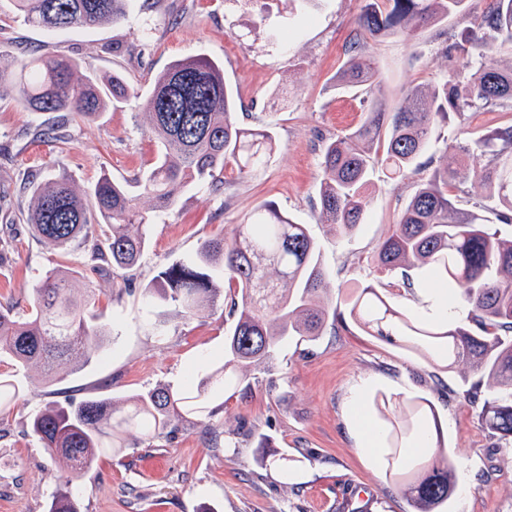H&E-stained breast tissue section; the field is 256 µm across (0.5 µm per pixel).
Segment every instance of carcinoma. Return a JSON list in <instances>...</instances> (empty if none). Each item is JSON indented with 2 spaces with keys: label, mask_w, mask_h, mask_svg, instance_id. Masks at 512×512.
<instances>
[{
  "label": "carcinoma",
  "mask_w": 512,
  "mask_h": 512,
  "mask_svg": "<svg viewBox=\"0 0 512 512\" xmlns=\"http://www.w3.org/2000/svg\"><path fill=\"white\" fill-rule=\"evenodd\" d=\"M31 27L49 34L124 21L133 0H8ZM467 0H364L349 46L336 72L338 91L359 90L366 113L354 130L336 135L322 147L318 221L342 237L363 223L369 201L363 193L370 173L381 164L398 177L417 169L437 120L454 113L493 110L512 104V67L495 55H512V0H492L473 27L437 38L445 53L475 61L467 82L454 78L438 86H417L398 108L388 109L380 80L366 53L367 39L390 34L409 37L420 27L437 26L464 11ZM82 60L40 56L20 60L0 50V84H13L16 100L29 112H57L62 120H90L112 101H124L146 117L148 133L159 143L155 163L135 178L140 194L101 175L83 192L65 174L47 182L31 181L26 222L42 240L60 248L79 245L92 269L130 270L148 242L159 212L174 209L180 194L207 184L221 190L224 164L247 174L267 165L275 149L268 127L246 128L237 118L238 93L224 82L223 66L202 54L170 64L142 93L114 76L99 81ZM471 147L492 152L489 178L496 188L497 219L512 223V126L480 137ZM485 216L455 207L448 197V168L421 181L377 249L380 269L400 272L411 286L420 274L448 291L466 288V322L432 323L390 305L374 288H362L351 315L370 335L399 339L450 368L465 363L479 374L464 398L480 407L482 425L512 442V239L486 228ZM277 281H272L269 268ZM233 290L234 323L224 340V361L210 367L196 384L179 390L157 388L117 405L89 397L66 399L29 420L44 450L65 464L68 492L52 496L49 512H79L76 489L99 453L125 447L124 434L135 428L154 439L171 418L210 414L211 399L240 384L248 368L270 359L288 336H317L330 315L321 300L326 273L309 225L300 224L272 202L258 206L231 236L207 241L196 255L161 270L144 298L173 303L182 318L214 305L219 283ZM78 278L52 270L33 289L24 313L0 304V354L19 365L40 364L51 386L90 364L109 328L89 323L92 296L74 295ZM497 389L482 393V379ZM20 388L0 377V411L15 404ZM390 424L388 471L413 512H443L455 486L446 448L436 443L429 458L402 454L410 436L431 430L435 414L425 399L383 407Z\"/></svg>",
  "instance_id": "cac0c4a2"
}]
</instances>
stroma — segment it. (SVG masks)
<instances>
[{"label":"stroma","instance_id":"1","mask_svg":"<svg viewBox=\"0 0 512 512\" xmlns=\"http://www.w3.org/2000/svg\"><path fill=\"white\" fill-rule=\"evenodd\" d=\"M361 6L362 0H146L121 23L55 35L0 16V49L19 58H77L94 75H120L143 92L176 60L203 54L220 61L225 81L238 91L239 122L271 127L277 143L264 168L245 176L227 164L222 192L189 189L173 211L159 214L133 271L135 285L120 293L112 272L92 270L82 248L42 242L21 211L30 204L35 175L46 181L65 173L81 191L103 174L132 186L156 151L142 117L114 102L93 120L62 127L56 113L25 111L13 86H0V239L7 243L0 249V302L25 310L48 271L69 269L83 275L93 290L95 320L111 329L98 359L50 387L38 365L0 358V373L21 387L17 404L0 414V512H47L62 485L63 464L31 433V414L68 397L119 401L158 387L178 389L201 374L203 360L223 358L234 321L229 302L186 320L172 303L145 304L142 291L163 267L228 235L266 201L311 225L335 320L320 335L281 342L271 360L215 400L210 419L173 418L150 441L130 432L120 454L100 456L83 473L80 512H412L387 475L386 440L365 450L351 410L361 404L375 422L383 400L414 397L431 402L456 470L447 512H512V443L489 434L463 399L477 374L370 335L350 315L357 292L368 285L392 306L419 313L421 288H401L399 274L380 271L376 249L435 168L463 172V179L448 182L458 208L494 205L493 186L482 179L491 154L449 156L445 142L465 143L510 126L512 109L438 121L420 170L391 179L376 167L363 224L336 237L318 222L319 167L324 141L365 118L354 93L333 87ZM286 26L295 29L287 42L278 35ZM435 34L431 27L409 38L369 40L389 108L414 86L471 75L465 59L441 52ZM54 125L59 140L38 138Z\"/></svg>","mask_w":512,"mask_h":512}]
</instances>
